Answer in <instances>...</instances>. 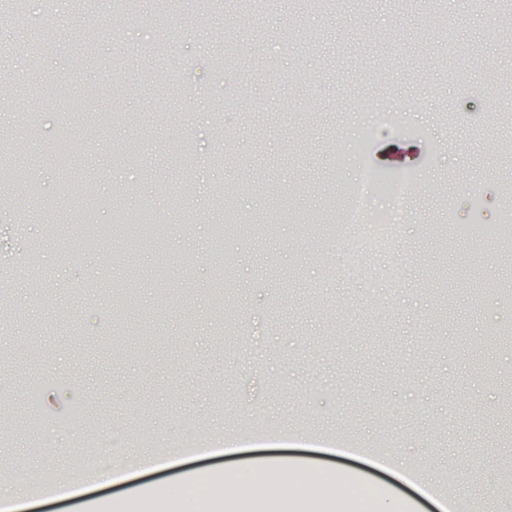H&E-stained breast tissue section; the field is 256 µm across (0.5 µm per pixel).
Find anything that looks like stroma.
I'll list each match as a JSON object with an SVG mask.
<instances>
[{"instance_id": "35a3bbf8", "label": "stroma", "mask_w": 512, "mask_h": 512, "mask_svg": "<svg viewBox=\"0 0 512 512\" xmlns=\"http://www.w3.org/2000/svg\"><path fill=\"white\" fill-rule=\"evenodd\" d=\"M433 0L409 10L391 0H341L311 13L304 0H179L165 20L113 0L75 9L59 0L50 37L32 43L0 29V164L21 163L38 206L18 200L0 215V480L18 462L83 472L127 450L162 448L190 428L225 432L259 423L411 452L431 483L413 486L318 446L240 448L142 478L155 512H182L191 479L249 488L279 459L263 512H435L434 485L454 474L452 498L505 512L503 461L512 425V347L484 353L487 331L512 326V239L491 236L505 216L498 178L512 155V43L494 32L496 0H448L444 37L426 36ZM447 34V35H448ZM401 126L361 148L375 113ZM71 148L66 168L46 161ZM413 170L388 266L353 275L346 241L324 232L330 198L344 200L362 161ZM89 180L93 201L69 184ZM232 199L238 234L215 244L209 196ZM284 199L307 229L278 224L256 234ZM150 205L167 234L142 251L138 295L118 296L127 241L117 211ZM91 206L105 232L80 240L66 212ZM228 270L233 293L213 302ZM447 289L440 313L428 289ZM490 355L498 384L476 369ZM43 418L65 430L30 440L20 420L30 390ZM495 436V456L484 442ZM125 512L121 487L48 496L38 512Z\"/></svg>"}]
</instances>
